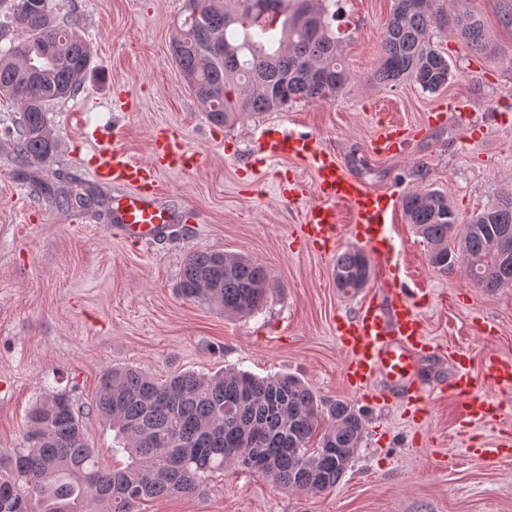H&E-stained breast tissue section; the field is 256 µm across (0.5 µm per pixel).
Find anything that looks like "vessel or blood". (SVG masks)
Here are the masks:
<instances>
[{
	"label": "vessel or blood",
	"mask_w": 512,
	"mask_h": 512,
	"mask_svg": "<svg viewBox=\"0 0 512 512\" xmlns=\"http://www.w3.org/2000/svg\"><path fill=\"white\" fill-rule=\"evenodd\" d=\"M269 158H299L310 162L315 173L316 202L307 205L300 225L302 237L315 245L335 247L341 227L336 222L337 204H345L353 215L352 238L378 264L381 276L372 296L361 302L357 314L336 322V340L347 355L343 365L348 388L367 389L383 379L400 393L404 405L426 406V390L418 386V360L428 346L416 299L403 288L396 265L392 224L398 202L394 196L370 190L350 174L334 153L300 132H270L262 145ZM93 172L96 179L114 188L112 222L119 237L151 242L177 220L174 211L159 198V169L190 171L201 162L198 153L177 138L160 135L153 143L150 162L131 159L117 136H94ZM452 374L448 390L461 402L460 415L469 423L495 415V400L476 395V381L467 351L451 356Z\"/></svg>",
	"instance_id": "vessel-or-blood-1"
}]
</instances>
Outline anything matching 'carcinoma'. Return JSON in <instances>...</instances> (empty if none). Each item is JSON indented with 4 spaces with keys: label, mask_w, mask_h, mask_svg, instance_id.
I'll return each instance as SVG.
<instances>
[{
    "label": "carcinoma",
    "mask_w": 512,
    "mask_h": 512,
    "mask_svg": "<svg viewBox=\"0 0 512 512\" xmlns=\"http://www.w3.org/2000/svg\"><path fill=\"white\" fill-rule=\"evenodd\" d=\"M21 35L0 50V97L15 108L21 166L46 162L56 151L47 112L75 96L96 69L90 44L59 23L43 0H9ZM185 0L184 28L171 43L179 75L193 89L209 121L223 126L244 115L278 112L304 99L330 102L350 82L337 53L333 16L314 0ZM436 0H394L380 45L375 79L410 80L435 92L448 84V58L431 41L440 19ZM280 23L278 46L256 39L258 28ZM448 36L467 48H487L484 25L471 13L446 17ZM59 208L103 206L98 193L62 184L48 192ZM404 217L429 246L441 272L463 266L475 287L494 292L512 284V263L493 247L512 237V194L476 213L458 231L448 198L413 192ZM361 248L336 254V288L356 293L372 279ZM179 295L199 306L246 317L268 299L265 267L218 249L189 253ZM97 414L115 431L129 463L99 466L100 449L83 432L65 393L46 396L27 416L24 444L0 451V512H142L147 500L205 493L209 476L233 467L261 474L280 491L318 494L334 489L361 446L364 420L344 400L325 402L290 375H214L175 372L164 379L133 367H114L100 380Z\"/></svg>",
    "instance_id": "obj_1"
}]
</instances>
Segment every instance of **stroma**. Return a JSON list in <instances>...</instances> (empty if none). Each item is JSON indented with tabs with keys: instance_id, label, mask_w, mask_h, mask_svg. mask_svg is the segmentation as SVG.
<instances>
[{
	"instance_id": "35a3bbf8",
	"label": "stroma",
	"mask_w": 512,
	"mask_h": 512,
	"mask_svg": "<svg viewBox=\"0 0 512 512\" xmlns=\"http://www.w3.org/2000/svg\"><path fill=\"white\" fill-rule=\"evenodd\" d=\"M483 21L487 49L477 53L433 30L448 58L447 87L430 93L401 81L374 80L393 0H323L334 12L338 53L351 80L329 103L298 101L279 112L213 125L170 53L184 18V0H51L59 18L90 43L98 68L76 96L51 106L54 157L19 174L13 161V107L0 100V451L19 447L26 415L44 396L63 391L82 412L88 442L104 468L113 433L95 411L99 380L115 366L158 377L176 371L225 368L264 376L293 375L321 399L345 400L366 430L351 468L323 494L282 492L264 476L227 470L208 480L203 496L147 501L144 512H512V388L485 378L483 360L512 358V286L487 292L463 269L440 273L427 246L404 217L394 224L395 261L405 288L419 302L430 344L419 379L429 390L425 414L394 405L375 408L352 392L336 342L339 317L353 315L362 296L338 290L334 254L304 246L299 226L312 203L314 172L295 158L266 160L259 144L269 129L307 133L335 152L370 189L404 196L447 195L459 224L512 193V0H440ZM456 101L479 136L466 138L453 118L431 115ZM401 124L399 154L374 152L390 123ZM117 131L137 161H149L155 134L176 132L201 156L191 172L164 170L158 187L181 220L153 244L122 242L107 215H76L34 193L60 171L112 198L92 173V134ZM309 189L305 202L283 199L281 177ZM220 249L262 263L271 293L245 318H228L176 294L190 251ZM468 350L478 396L499 402V415L462 423L446 382L453 350ZM502 445L499 457L471 452Z\"/></svg>"
}]
</instances>
